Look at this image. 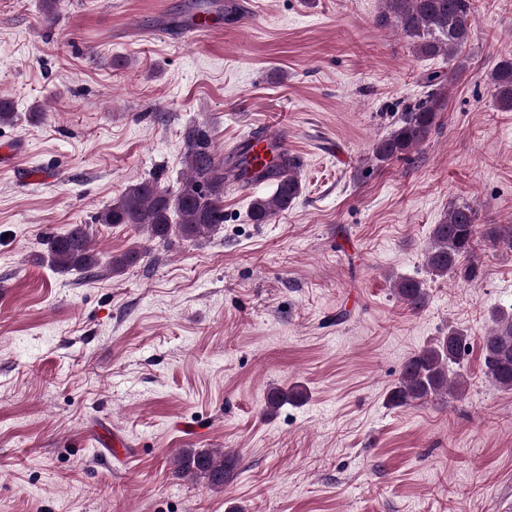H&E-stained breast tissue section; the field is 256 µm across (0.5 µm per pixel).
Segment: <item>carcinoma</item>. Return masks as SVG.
<instances>
[{"instance_id":"cac0c4a2","label":"carcinoma","mask_w":512,"mask_h":512,"mask_svg":"<svg viewBox=\"0 0 512 512\" xmlns=\"http://www.w3.org/2000/svg\"><path fill=\"white\" fill-rule=\"evenodd\" d=\"M479 0H384L385 12L378 23L394 25L411 39L416 54L422 57H445L448 62L460 58L471 40L472 17ZM455 68L448 78L438 74L426 77L430 87L425 99L402 112L388 135L373 145V159L384 163L400 157L420 144L428 135L435 119L439 97L445 83H453ZM496 106L512 111V57L501 60L489 76ZM186 171L176 190L160 186L155 174L125 187L117 200L96 217L99 224L130 226L148 239L165 245L173 236L185 240L206 239L217 234L224 224V164L215 161V146L209 132L200 126H189L183 134ZM288 172L276 179L269 197H257L250 204V218L255 224H266L276 215L291 208L302 193L296 160L291 156L270 159ZM484 232H479V229ZM90 225L71 224L67 230L46 241V262L56 272H75L86 278L96 276L103 266L114 273L135 266L147 252L132 248L102 262V256L90 244ZM493 246L512 251V224H477L476 210L462 204L452 207L443 221L434 225L425 252L427 273L434 278L455 277L472 283L480 275L471 261L478 234ZM398 299L411 310H423L427 303L424 283L410 277L394 282ZM466 344L463 332L448 329V335L410 354L402 363L399 377L388 395L395 407L423 403L448 394L459 385L462 374L457 371ZM483 359L486 375L501 389L512 390V312L491 314V327L483 336ZM299 388L275 389L266 397V408L273 411L288 402L301 400ZM236 466V458L223 451L185 453L177 458L175 474L196 473L210 486L221 488Z\"/></svg>"}]
</instances>
